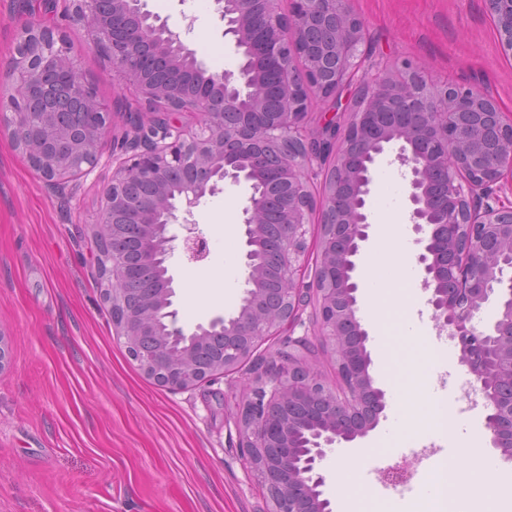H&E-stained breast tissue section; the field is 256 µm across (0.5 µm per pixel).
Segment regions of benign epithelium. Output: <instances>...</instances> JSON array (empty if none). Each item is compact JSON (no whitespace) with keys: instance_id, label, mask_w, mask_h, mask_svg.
I'll list each match as a JSON object with an SVG mask.
<instances>
[{"instance_id":"benign-epithelium-1","label":"benign epithelium","mask_w":512,"mask_h":512,"mask_svg":"<svg viewBox=\"0 0 512 512\" xmlns=\"http://www.w3.org/2000/svg\"><path fill=\"white\" fill-rule=\"evenodd\" d=\"M71 15L82 20L94 49L112 70L132 85L138 107L128 112L130 129L112 142V181L95 226L102 229L127 211L136 182L162 186L178 175L183 192L176 200L162 192L138 204L144 227L138 261L153 267L166 263L173 242L190 262L205 258L206 244L196 225L171 232L177 213L193 215L219 182L249 184L242 208L247 269L239 311L197 325L187 334L172 309L173 277L153 292L139 314L118 287L117 253L101 256L98 274L103 300L112 310L116 336L124 339L129 357L147 378L179 390L213 375H232L253 358L272 336H288V350L264 362L238 417L242 457L265 488L272 512H332L324 497L321 462L333 445L364 438L376 428L388 404L384 390L369 374L368 332L357 316L355 257L369 237L366 197L370 166L385 146L400 143L398 159L411 168L412 219L417 230L431 233L418 256L424 288L432 289L433 318L441 332L458 337L462 356L475 375L487 409L485 428L493 447L512 457V201L496 194L504 175L512 176V117L489 95L452 83L432 85L412 64L397 69L364 66L358 47L364 22L349 0H293L289 15L278 0H217L224 36L238 51L258 42L277 68V93L288 106L267 108L270 89L256 69L242 65L238 73L209 74L167 22L146 9L145 0H70ZM499 40L512 54V0H488ZM305 61L299 69L297 60ZM153 62L180 74L177 84L159 85L144 69ZM360 75L357 96L341 104L340 89ZM7 78L14 94L0 98V130L37 171L62 190L74 178L90 173L100 158L99 134L112 112L97 101L95 91L69 55L66 35L32 17L21 27L12 50ZM56 85L59 98L41 112V124L52 132L44 146L31 149L30 103ZM339 117L319 131L308 127L315 102ZM397 112L389 114L387 108ZM422 116L415 126L395 125L400 112ZM276 150L280 162L275 183L288 198L285 233L274 257L281 288L269 293L257 287L260 261L253 253L270 204L259 189L260 168L243 167ZM323 176L321 194L313 179ZM445 185L446 206L430 205L429 177ZM343 181L355 194L338 206ZM318 224L319 262L313 282H305L309 245L307 226ZM320 305L318 336L336 355L342 394L310 371L299 351L307 336L293 337L310 291ZM499 298L493 326L478 331L470 325L491 296ZM224 337V352L200 371L194 363L198 344Z\"/></svg>"}]
</instances>
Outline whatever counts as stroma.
Returning a JSON list of instances; mask_svg holds the SVG:
<instances>
[{"label":"stroma","mask_w":512,"mask_h":512,"mask_svg":"<svg viewBox=\"0 0 512 512\" xmlns=\"http://www.w3.org/2000/svg\"><path fill=\"white\" fill-rule=\"evenodd\" d=\"M365 25L360 51L367 64L411 62L429 81L472 85L512 114V57L498 42L487 0H350ZM68 0H0V93L15 35L31 16L61 28L96 92L113 113L100 161L73 181V195L47 186L0 133V334L9 364L0 371V512H270L271 502L244 464L236 424L254 364L170 391L144 377L113 334L110 309L94 266V220L112 179V141L127 130L135 95L90 46L86 28L68 16ZM213 74L238 72L243 56L223 35L216 0H147ZM391 143L371 168L366 210L403 214L404 245L418 256L428 231L410 219V169ZM248 184L219 183L191 220L208 241L207 259L174 252L173 307L184 330L235 314L245 287L242 205ZM232 235H225V224ZM230 277L224 299L193 312L186 279L207 281L213 269ZM445 355L400 345V432L383 435L390 416L354 446L335 445L321 471L332 476L352 461L379 512L420 500L424 471L454 456L447 420L484 430L485 408L461 410L455 389L464 365L448 335Z\"/></svg>","instance_id":"1"}]
</instances>
